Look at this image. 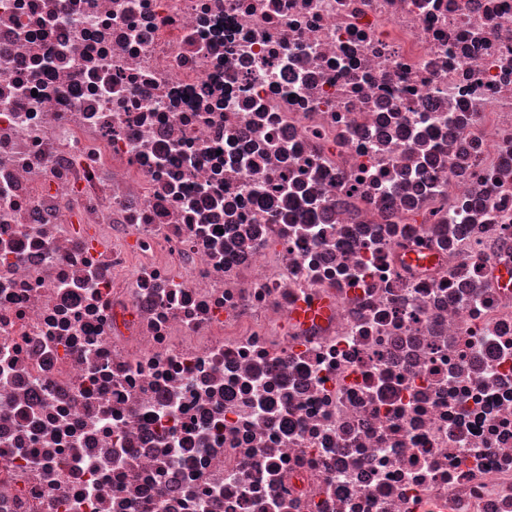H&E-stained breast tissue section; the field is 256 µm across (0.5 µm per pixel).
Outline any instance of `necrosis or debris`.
<instances>
[{
    "label": "necrosis or debris",
    "instance_id": "obj_1",
    "mask_svg": "<svg viewBox=\"0 0 512 512\" xmlns=\"http://www.w3.org/2000/svg\"><path fill=\"white\" fill-rule=\"evenodd\" d=\"M500 261L512 0H0V512H512ZM330 308V300L322 297L313 304L299 303L291 313L294 322H305L315 319Z\"/></svg>",
    "mask_w": 512,
    "mask_h": 512
}]
</instances>
